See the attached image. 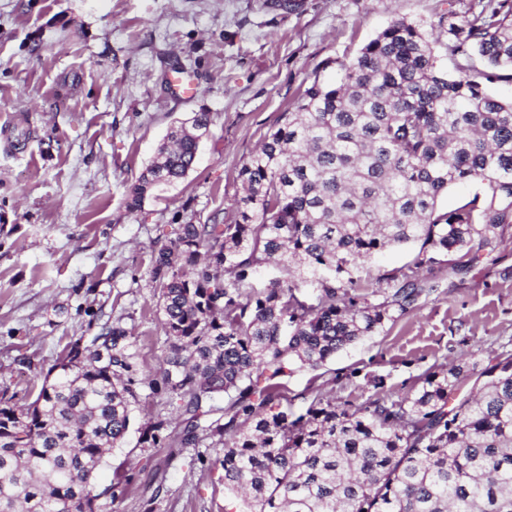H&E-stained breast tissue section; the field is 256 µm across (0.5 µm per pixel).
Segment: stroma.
<instances>
[{"mask_svg":"<svg viewBox=\"0 0 512 512\" xmlns=\"http://www.w3.org/2000/svg\"><path fill=\"white\" fill-rule=\"evenodd\" d=\"M0 0V390L29 402L62 347L103 327L131 329L139 402L121 448L98 473L100 512H233L220 448H150L142 430L180 418L148 387L165 348L149 282L154 240L171 224L232 221L240 166L313 77L340 65L396 18L430 22L461 0ZM181 62L198 92L175 96ZM208 112L194 168L131 211L132 184L171 126ZM423 267L435 289L379 335L288 380L295 409L321 395L361 404L383 379L396 395L417 376L512 348V237L456 270ZM131 482L106 495L116 473Z\"/></svg>","mask_w":512,"mask_h":512,"instance_id":"1","label":"stroma"}]
</instances>
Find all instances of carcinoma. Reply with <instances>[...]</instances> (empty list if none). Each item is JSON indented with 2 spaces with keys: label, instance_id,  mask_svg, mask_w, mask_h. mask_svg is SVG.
<instances>
[{
  "label": "carcinoma",
  "instance_id": "carcinoma-1",
  "mask_svg": "<svg viewBox=\"0 0 512 512\" xmlns=\"http://www.w3.org/2000/svg\"><path fill=\"white\" fill-rule=\"evenodd\" d=\"M341 70L338 83L314 77L242 165L231 222L174 224L154 241L167 345L149 385L183 430L174 444L159 421L141 442L218 438L238 512H512V351L431 367L405 396L379 378L357 406L284 405L295 368L326 366L417 302L416 269L452 251L469 267L512 232V99L488 90L512 81V0L394 19ZM209 123L198 112L174 128L129 210L187 175ZM464 181L480 190L440 209ZM408 245L419 252L407 271L376 277L375 301L359 293L366 262ZM138 373L115 324L89 347L67 343L30 403L0 397V512H95Z\"/></svg>",
  "mask_w": 512,
  "mask_h": 512
}]
</instances>
